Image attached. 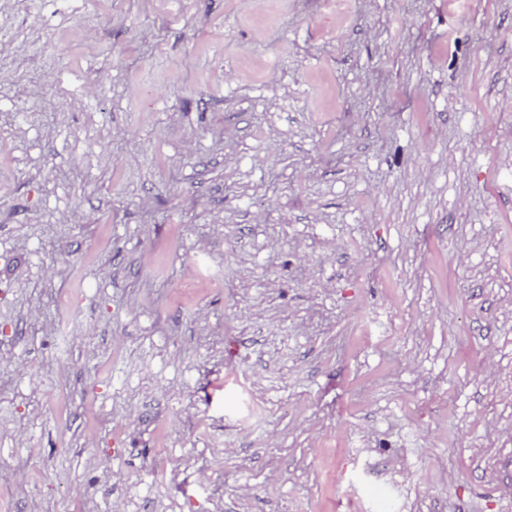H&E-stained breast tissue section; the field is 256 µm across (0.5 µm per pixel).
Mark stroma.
Segmentation results:
<instances>
[{"instance_id":"obj_1","label":"stroma","mask_w":512,"mask_h":512,"mask_svg":"<svg viewBox=\"0 0 512 512\" xmlns=\"http://www.w3.org/2000/svg\"><path fill=\"white\" fill-rule=\"evenodd\" d=\"M0 10L7 512H512V0Z\"/></svg>"}]
</instances>
